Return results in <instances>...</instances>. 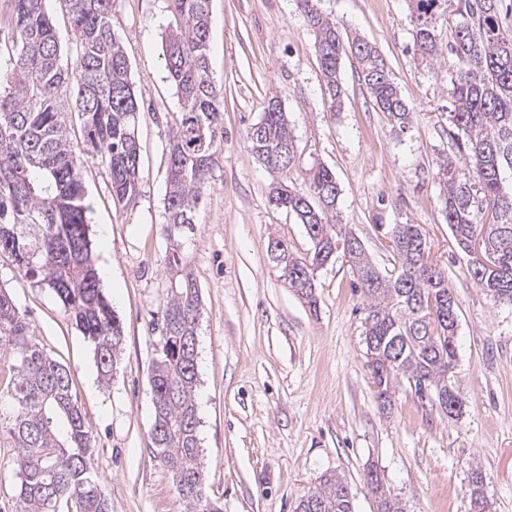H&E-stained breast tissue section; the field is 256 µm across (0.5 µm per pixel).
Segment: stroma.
<instances>
[{
	"mask_svg": "<svg viewBox=\"0 0 512 512\" xmlns=\"http://www.w3.org/2000/svg\"><path fill=\"white\" fill-rule=\"evenodd\" d=\"M342 36L371 42L385 60L411 121L394 131L357 74L339 69L343 102L329 111L313 37L297 0H211L209 69L224 92V138L186 242L202 297L195 402L205 493L224 512H295L326 472L346 478L355 512H376L369 470L406 512H470L471 469L483 474L492 512H512V303L494 299L469 274L435 179L443 157L461 159L448 127L445 63L412 49L406 0H320ZM173 18L167 0H116L113 25L129 60L140 114V193L113 198L105 168L79 156L102 288L123 322L110 382L61 302L0 252V288L36 338L70 374V390L93 433L92 471L112 512H185L170 467L154 450L151 368L168 301L164 264L166 148L180 101L163 60ZM279 97L297 154L285 181L302 185L313 165L339 185L341 224L383 267L392 263L384 228L418 224L430 257L458 301L455 388L464 413L451 419L419 400L405 380L381 406L367 366L362 300L343 254L316 273V307L280 275L271 239L304 258V225L269 201L274 180L244 143L270 97ZM14 444L0 430V512H17Z\"/></svg>",
	"mask_w": 512,
	"mask_h": 512,
	"instance_id": "obj_1",
	"label": "stroma"
}]
</instances>
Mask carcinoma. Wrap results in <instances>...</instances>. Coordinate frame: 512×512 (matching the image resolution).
<instances>
[{
  "instance_id": "cac0c4a2",
  "label": "carcinoma",
  "mask_w": 512,
  "mask_h": 512,
  "mask_svg": "<svg viewBox=\"0 0 512 512\" xmlns=\"http://www.w3.org/2000/svg\"><path fill=\"white\" fill-rule=\"evenodd\" d=\"M46 0H9L10 44L0 69V251L10 254L19 272L48 288L92 344L101 376L108 377L124 341L123 326L99 285L88 234L85 191L76 150L67 135V116L82 117L81 151L98 156L109 173L112 195L120 200L139 192V147L135 128L139 105L129 78V63L112 24L114 0H64L74 41L72 66H63L58 34ZM413 44L429 64L442 51L437 19L448 15L454 40L448 60L451 75L448 121L453 138L469 163L459 178L450 159L437 166L436 179L457 244L470 252L480 247L493 256V269L471 260L474 281L498 300L512 302V192L501 173L512 169V32L501 24L503 0H407ZM210 0H169L174 23L163 39L164 60L179 97L180 120L167 148L165 215L172 241L165 259L170 300L163 316L159 353L151 370L155 418L151 430L159 457L173 472L187 512H223L204 493L205 472L198 446L199 419L194 400L196 339L201 300L191 260L181 238L195 230L222 130L224 95L209 72ZM314 36L326 79L329 111L340 105V61L355 47L359 78L374 106L392 128L404 131L410 109L401 97L378 50L355 37L346 42L325 18L318 0H298ZM261 134L245 132L251 153L262 164L288 148L293 164L296 142L288 112L278 97L269 98L259 120ZM310 192L278 183L270 201L296 216L312 242L310 256L289 250L275 258L288 286L316 306L315 271L333 257L336 241L349 236L329 222L339 188L324 165L307 173ZM393 270L384 273L361 245L346 255L350 287L365 302L364 344L367 365L379 399L389 398L393 383L407 381L422 399L436 397L449 417L462 413L463 401L451 385L457 365L455 336L458 303L453 288L431 261L418 224H395ZM10 382L0 390V424L14 440L19 477V512H58L60 501L76 500L80 512H110L91 472L92 432L70 392L67 369L33 337L9 295L0 290V363ZM367 484L377 512H404L369 471ZM471 512H488L483 477H468ZM296 512H353L347 482L335 473L299 500Z\"/></svg>"
}]
</instances>
